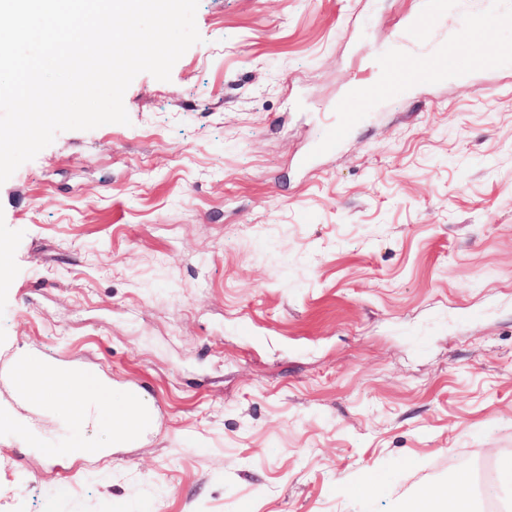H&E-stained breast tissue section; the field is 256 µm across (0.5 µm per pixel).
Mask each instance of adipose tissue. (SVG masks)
Wrapping results in <instances>:
<instances>
[{
  "label": "adipose tissue",
  "instance_id": "obj_1",
  "mask_svg": "<svg viewBox=\"0 0 512 512\" xmlns=\"http://www.w3.org/2000/svg\"><path fill=\"white\" fill-rule=\"evenodd\" d=\"M27 391L32 399L54 405L75 428H82L101 406L109 404L120 423L119 440H135L142 430V414L131 403L129 393L113 394L111 387L100 379L50 367L35 359L31 362Z\"/></svg>",
  "mask_w": 512,
  "mask_h": 512
}]
</instances>
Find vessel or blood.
<instances>
[{"instance_id": "vessel-or-blood-1", "label": "vessel or blood", "mask_w": 512, "mask_h": 512, "mask_svg": "<svg viewBox=\"0 0 512 512\" xmlns=\"http://www.w3.org/2000/svg\"><path fill=\"white\" fill-rule=\"evenodd\" d=\"M423 12L428 17H440L455 12L459 33L435 44L431 52L437 55L436 65L409 72L401 52L384 51L379 54L370 81L354 85L349 93L350 106L342 107L335 126L336 132L324 140L322 151L335 150L338 142L363 118L376 103L401 90L412 81L436 82L447 75L461 72L463 66L456 52L459 35L477 28H502L512 25V5L507 0H423Z\"/></svg>"}]
</instances>
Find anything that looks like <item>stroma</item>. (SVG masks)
<instances>
[{
	"label": "stroma",
	"instance_id": "1",
	"mask_svg": "<svg viewBox=\"0 0 512 512\" xmlns=\"http://www.w3.org/2000/svg\"><path fill=\"white\" fill-rule=\"evenodd\" d=\"M420 8L199 0L129 124L0 184V512H399L461 476L505 512L512 68L410 84L319 151ZM24 354L140 390L153 425L72 429L19 394Z\"/></svg>",
	"mask_w": 512,
	"mask_h": 512
}]
</instances>
